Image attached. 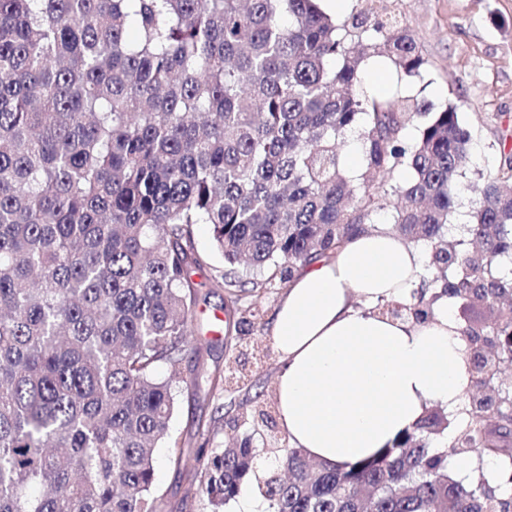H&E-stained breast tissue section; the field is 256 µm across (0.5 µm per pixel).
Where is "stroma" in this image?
<instances>
[{"label": "stroma", "instance_id": "35a3bbf8", "mask_svg": "<svg viewBox=\"0 0 512 512\" xmlns=\"http://www.w3.org/2000/svg\"><path fill=\"white\" fill-rule=\"evenodd\" d=\"M362 12L379 21L398 17L425 60L420 75L401 87L430 103L433 111L455 105L471 132L470 163L461 177L464 191L452 218L453 223H467L502 153L512 152V0H345L337 18L344 21ZM282 296L278 289L251 300L259 313L253 337L262 341L261 356L252 352L253 337L229 345L208 336L210 318L224 302L223 291L200 304L199 369L219 371L226 378L223 387L204 398L179 390L170 422L172 436L189 448L211 451L229 439L250 437L257 478L245 488L259 497L265 492L264 478L280 473L274 451L287 442L271 397L280 356L270 332ZM170 454L164 443L155 450L161 512H209L207 501L189 494V475L170 463Z\"/></svg>", "mask_w": 512, "mask_h": 512}]
</instances>
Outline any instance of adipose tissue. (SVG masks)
<instances>
[{"instance_id": "adipose-tissue-1", "label": "adipose tissue", "mask_w": 512, "mask_h": 512, "mask_svg": "<svg viewBox=\"0 0 512 512\" xmlns=\"http://www.w3.org/2000/svg\"><path fill=\"white\" fill-rule=\"evenodd\" d=\"M423 259L386 227L354 231L337 254L300 268L274 313V382L291 447L345 466L413 430L431 407L456 410L472 364L447 299L420 321L379 312L410 302Z\"/></svg>"}]
</instances>
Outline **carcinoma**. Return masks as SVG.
I'll return each mask as SVG.
<instances>
[{
	"label": "carcinoma",
	"instance_id": "obj_1",
	"mask_svg": "<svg viewBox=\"0 0 512 512\" xmlns=\"http://www.w3.org/2000/svg\"><path fill=\"white\" fill-rule=\"evenodd\" d=\"M372 57L402 79L424 65L396 17L339 22L317 0H0V512H159L154 450L175 390L224 384L183 370L206 267L191 226L211 225L224 257L209 281L225 333H249L244 295L338 252L402 167L393 224L424 247L434 293L379 310L460 304L467 400L344 467L276 449L288 478L267 481L269 510L509 512L512 386L494 371L512 365V156L451 225L471 133L454 106L368 90ZM354 130L364 165L349 177ZM444 432L446 448L430 447ZM474 448L503 459L500 476L449 475L448 455ZM252 455L248 436L196 452L212 512Z\"/></svg>",
	"mask_w": 512,
	"mask_h": 512
}]
</instances>
